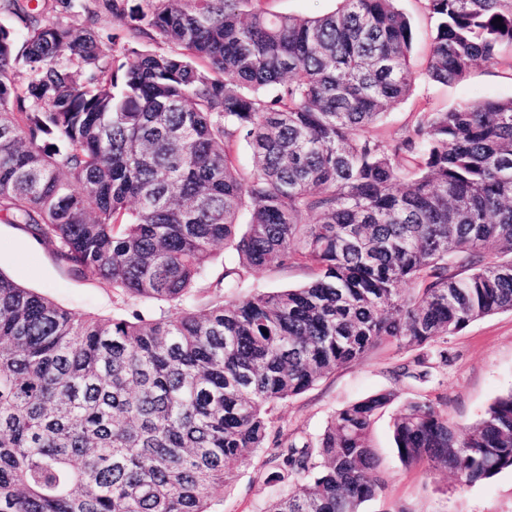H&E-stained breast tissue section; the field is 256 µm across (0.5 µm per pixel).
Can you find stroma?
Masks as SVG:
<instances>
[{
    "label": "stroma",
    "mask_w": 512,
    "mask_h": 512,
    "mask_svg": "<svg viewBox=\"0 0 512 512\" xmlns=\"http://www.w3.org/2000/svg\"><path fill=\"white\" fill-rule=\"evenodd\" d=\"M397 8L413 28L411 62L415 81L407 99L390 106L373 132L383 138L400 136L417 113L446 110L481 97L512 98V68L474 66L461 82L445 85L428 80L426 60L432 42L430 19L423 0H397ZM0 273L31 291L46 295L72 312L108 318L121 303L111 285L88 272L75 275L53 249L34 239L20 224L0 221ZM310 278L299 265L272 266L244 276L241 295L292 288ZM450 359L434 370L430 382L397 379V367L412 354L383 345L362 361L336 369L316 386L274 411L283 434L318 437L342 407L377 392L394 389L401 399L420 394L441 402L453 422L469 426L480 420L489 404L512 390V312H501L471 323L448 340ZM396 406L384 409L371 429V439L386 482L382 495L365 503L362 512H512V469L468 487L459 486L445 471L430 474L405 467L398 459L392 433ZM279 486L266 481L259 462L231 469L224 478L219 512H265Z\"/></svg>",
    "instance_id": "stroma-1"
}]
</instances>
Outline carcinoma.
I'll use <instances>...</instances> for the list:
<instances>
[{"instance_id": "obj_1", "label": "carcinoma", "mask_w": 512, "mask_h": 512, "mask_svg": "<svg viewBox=\"0 0 512 512\" xmlns=\"http://www.w3.org/2000/svg\"><path fill=\"white\" fill-rule=\"evenodd\" d=\"M261 3L52 0L45 21L40 0H0L19 21L0 25V221L132 301L76 314L0 274V512H216L226 468L261 453L293 486L267 512H360L398 393L314 440L281 438L274 408L385 342L424 350L398 376L426 383L448 337L512 311V98L383 139L414 83L395 0L312 18ZM424 3L430 79L512 67V0ZM271 264L313 278L224 301ZM393 439L406 467L488 480L512 469V390L470 427L407 399Z\"/></svg>"}]
</instances>
